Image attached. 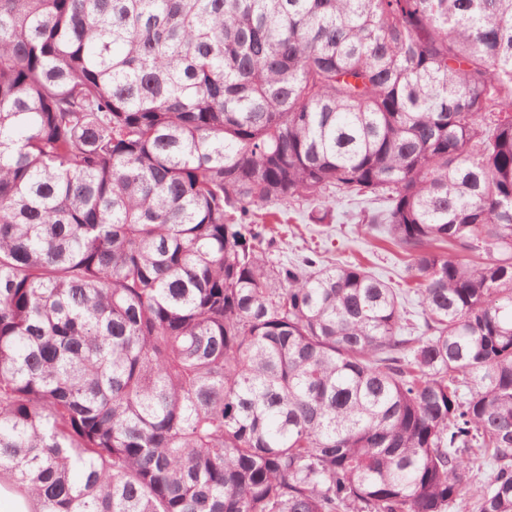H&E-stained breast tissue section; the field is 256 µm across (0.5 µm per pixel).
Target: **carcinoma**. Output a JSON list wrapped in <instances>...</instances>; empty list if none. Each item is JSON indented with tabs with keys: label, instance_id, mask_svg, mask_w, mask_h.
Returning <instances> with one entry per match:
<instances>
[{
	"label": "carcinoma",
	"instance_id": "cac0c4a2",
	"mask_svg": "<svg viewBox=\"0 0 512 512\" xmlns=\"http://www.w3.org/2000/svg\"><path fill=\"white\" fill-rule=\"evenodd\" d=\"M382 195L405 291L254 207ZM38 512H512V0H0V479Z\"/></svg>",
	"mask_w": 512,
	"mask_h": 512
}]
</instances>
